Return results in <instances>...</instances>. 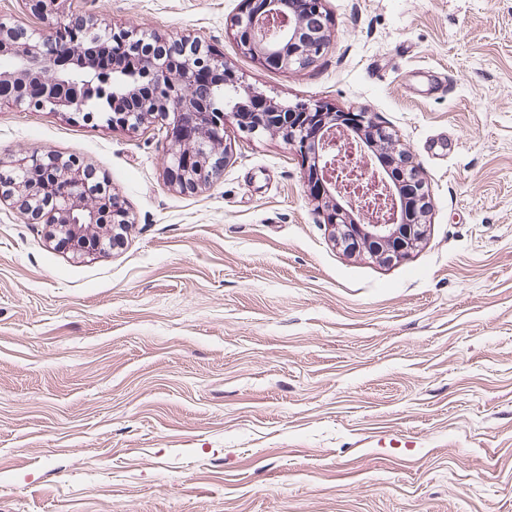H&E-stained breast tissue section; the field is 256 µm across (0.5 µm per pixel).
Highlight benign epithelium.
<instances>
[{"label": "benign epithelium", "mask_w": 512, "mask_h": 512, "mask_svg": "<svg viewBox=\"0 0 512 512\" xmlns=\"http://www.w3.org/2000/svg\"><path fill=\"white\" fill-rule=\"evenodd\" d=\"M69 0H27L30 11L42 18L54 17L47 30L24 31L17 35L15 23L0 18V55L9 59L0 70V83L42 92L34 102L25 95L13 100L22 107L58 113L69 119L85 116L93 99L113 94L112 80L99 73L95 56L104 52L112 35L129 42L141 40L138 31L112 28L104 36L74 35L60 39L70 22ZM247 8L235 19L233 31L241 49L277 69L288 72L314 64L327 40L325 14L320 0H248ZM178 67L171 68L159 57L146 53L141 75L126 85L123 95L134 101L132 112L112 115V127L135 130L158 112H171L180 121L190 117L195 128L190 137L168 132L170 146L163 155V172L168 183L185 192H196L211 184L228 161L223 139L211 131L235 123L251 134L275 132L309 166L310 184L325 196L326 223L333 240L348 254H368L384 264L407 258L423 239L432 203L408 151L399 147L392 134L376 124L366 112L328 110L320 103L294 107L268 105L263 112L252 107L259 93L250 90L224 63L208 54L203 43L191 40ZM224 72V85L238 97L234 109L187 94L197 82L203 65ZM354 157L357 166L340 170L342 155ZM22 172L20 181L0 185V199L16 192L30 202L23 217L32 218L43 199L53 197L58 181L70 193L55 202L58 223L51 239L62 249L82 251L114 247L123 241L131 221L112 187H90L91 169L79 158H66L50 151L34 150L13 160Z\"/></svg>", "instance_id": "7a95c632"}]
</instances>
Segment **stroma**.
<instances>
[{"label":"stroma","instance_id":"35a3bbf8","mask_svg":"<svg viewBox=\"0 0 512 512\" xmlns=\"http://www.w3.org/2000/svg\"><path fill=\"white\" fill-rule=\"evenodd\" d=\"M284 72L245 0H72L74 17L210 45L282 106L369 112L432 209L397 264L330 240L308 167L228 125L213 185L167 183L160 119L0 105V162L107 177L131 225L55 249L0 202V512H512V0H321ZM233 27L246 54L272 63L284 72L314 64L327 40L326 18L320 0H250Z\"/></svg>","mask_w":512,"mask_h":512}]
</instances>
